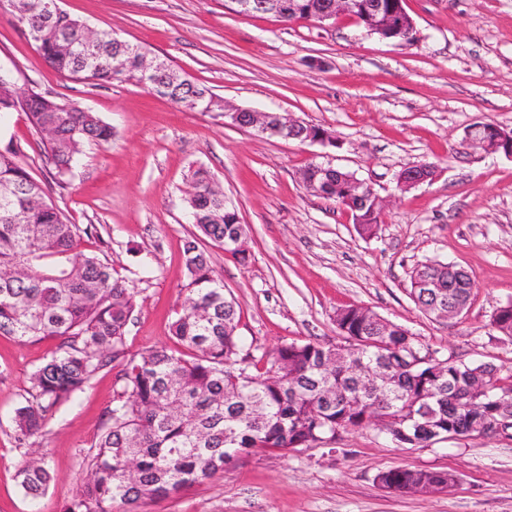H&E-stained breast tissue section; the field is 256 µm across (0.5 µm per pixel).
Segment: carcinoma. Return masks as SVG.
Instances as JSON below:
<instances>
[{
	"label": "carcinoma",
	"instance_id": "1",
	"mask_svg": "<svg viewBox=\"0 0 512 512\" xmlns=\"http://www.w3.org/2000/svg\"><path fill=\"white\" fill-rule=\"evenodd\" d=\"M53 0H12L8 10L22 20L28 37L52 68L87 80L138 82L132 44L100 31L93 46L84 44L87 23ZM180 106L198 112L224 110L208 88L180 92ZM22 110L41 137L44 156L58 179L72 174L90 141L107 143L112 127L95 112L66 105L38 93L22 102L14 82L0 73V116ZM318 193L338 197L350 173L306 168ZM186 204L202 236L224 245L238 222L235 209L208 170L188 177ZM364 235L374 234L381 213L372 206L353 213ZM90 228L70 223L46 199L43 185L28 171L21 151L0 153V335L21 342L60 340L58 350L30 376L27 395L14 411L18 440L40 432L46 414L69 401L100 371L118 363L117 388L104 426L82 457L85 479L65 512H137L144 500L168 498L224 469L251 448H310L339 430L371 426L365 409L378 414L376 428L400 445H419L450 435H485L512 422V373L489 363L470 365L420 344L398 324L388 332L359 306L336 313L344 347L290 342L273 352L243 353L236 329L237 304L215 277L200 238L184 244L186 307L171 324L181 351L154 349L127 355L125 336L135 307V291L113 277L97 254L78 251ZM455 293L468 308L471 279L448 271V264L422 262L410 272V296L431 313L432 294L415 287L418 277ZM493 328L512 339V302L501 306ZM339 356L336 377L327 387L320 368ZM384 365L390 381L367 387L358 382L363 363ZM483 381L499 402L471 401ZM20 485L36 500L51 476L41 459L20 470ZM383 489L399 493L436 492L455 476L446 471L395 467L379 471Z\"/></svg>",
	"mask_w": 512,
	"mask_h": 512
}]
</instances>
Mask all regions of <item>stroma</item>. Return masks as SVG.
I'll return each instance as SVG.
<instances>
[{
    "label": "stroma",
    "instance_id": "35a3bbf8",
    "mask_svg": "<svg viewBox=\"0 0 512 512\" xmlns=\"http://www.w3.org/2000/svg\"><path fill=\"white\" fill-rule=\"evenodd\" d=\"M63 9L166 59L239 108L291 112L334 144L257 136L133 83L98 85L47 65L0 17V70L23 91L90 109L112 127L110 143L85 148L66 184L42 162L25 112L0 122V148L21 147L33 176L74 224L91 226L87 252H105L135 288L127 353L176 349L174 313L186 293L183 246L191 169L206 168L246 227L248 256L206 245L211 267L238 305L245 348L341 343L338 309L357 305L402 325L422 345L465 362L512 367V341L491 326L512 302V156L484 155L467 130L512 131V0H406L417 39L400 45L367 34L354 18L286 25L227 9L225 0H62ZM355 173L390 198L375 235L309 189V163ZM432 164L436 177L408 191L404 169ZM429 260L473 280L465 315L441 321L409 295V272ZM56 341L0 335V512H64L84 478L81 456L105 420L118 371L108 368L73 402L50 412L20 444L13 415L32 372ZM45 455L51 480L30 504L17 474L27 450ZM447 470L445 491L396 494L378 470ZM138 512H512V438L468 437L399 446L375 428L347 430L312 448H254L183 493Z\"/></svg>",
    "mask_w": 512,
    "mask_h": 512
}]
</instances>
